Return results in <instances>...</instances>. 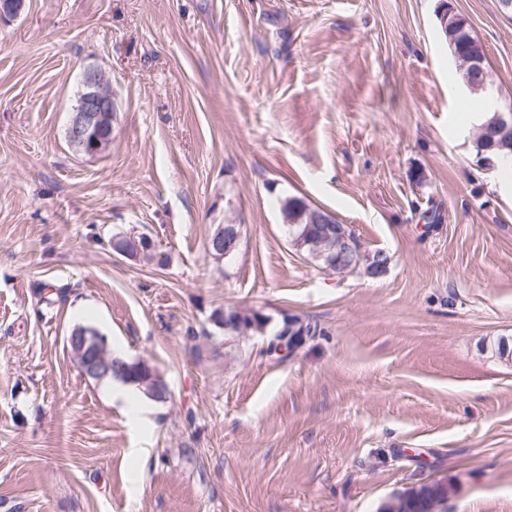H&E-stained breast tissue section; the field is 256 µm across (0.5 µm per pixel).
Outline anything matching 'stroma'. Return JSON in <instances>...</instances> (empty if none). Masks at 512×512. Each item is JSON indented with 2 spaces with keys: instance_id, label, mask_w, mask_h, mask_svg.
Listing matches in <instances>:
<instances>
[{
  "instance_id": "obj_1",
  "label": "stroma",
  "mask_w": 512,
  "mask_h": 512,
  "mask_svg": "<svg viewBox=\"0 0 512 512\" xmlns=\"http://www.w3.org/2000/svg\"><path fill=\"white\" fill-rule=\"evenodd\" d=\"M450 2L512 100V15ZM439 3L24 0L0 19V512H377L434 481L448 512H512V362L492 352L512 339V187L474 164ZM90 65L115 101L96 155L66 137ZM289 196L387 274L319 270ZM231 222L243 241L215 261ZM130 232L152 260L113 251ZM236 307L264 331L225 335L212 315ZM291 315L321 333L281 360ZM78 323L165 398L85 377Z\"/></svg>"
}]
</instances>
